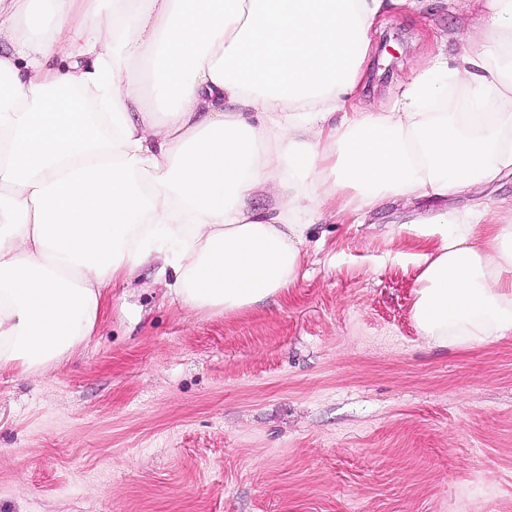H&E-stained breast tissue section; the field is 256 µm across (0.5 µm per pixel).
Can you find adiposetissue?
<instances>
[{
    "label": "adipose tissue",
    "mask_w": 512,
    "mask_h": 512,
    "mask_svg": "<svg viewBox=\"0 0 512 512\" xmlns=\"http://www.w3.org/2000/svg\"><path fill=\"white\" fill-rule=\"evenodd\" d=\"M398 2L0 0V372L68 359L143 266L185 308L232 314L297 281L322 211L359 224L385 197L512 171V0H486L480 39L392 109L351 106ZM449 77L496 111H425ZM414 233L421 335L512 336V220L444 212Z\"/></svg>",
    "instance_id": "obj_1"
}]
</instances>
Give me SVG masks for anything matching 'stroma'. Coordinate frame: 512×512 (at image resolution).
<instances>
[{
    "mask_svg": "<svg viewBox=\"0 0 512 512\" xmlns=\"http://www.w3.org/2000/svg\"><path fill=\"white\" fill-rule=\"evenodd\" d=\"M484 0H416L370 36L358 101L392 107ZM488 206L512 173L448 198L323 212L288 298L203 316L153 268L107 290L69 360L0 374V512H512V336L440 348L412 319L408 223Z\"/></svg>",
    "mask_w": 512,
    "mask_h": 512,
    "instance_id": "35a3bbf8",
    "label": "stroma"
}]
</instances>
